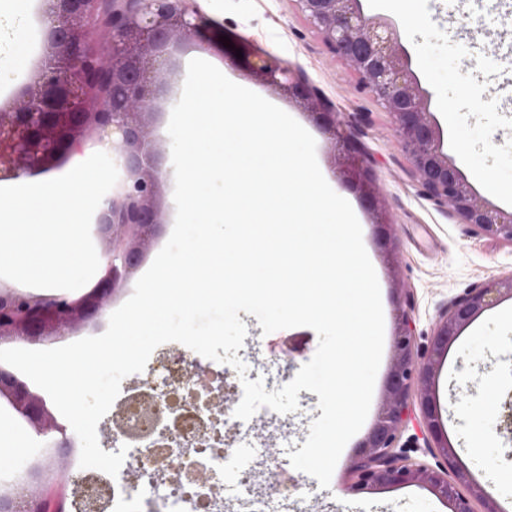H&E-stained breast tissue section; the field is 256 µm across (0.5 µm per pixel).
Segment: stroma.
Here are the masks:
<instances>
[{
    "label": "stroma",
    "mask_w": 512,
    "mask_h": 512,
    "mask_svg": "<svg viewBox=\"0 0 512 512\" xmlns=\"http://www.w3.org/2000/svg\"><path fill=\"white\" fill-rule=\"evenodd\" d=\"M193 5L211 26L230 29L255 50L287 66L294 77L316 87L343 121L349 142L365 152L369 174L392 224L395 256L394 262L386 261L373 215L366 202L357 201L364 240L376 264L384 312L383 354L370 406L371 412H378L393 356L394 289L410 294L416 343L426 346L439 314L452 299L488 280L512 275V242L480 233L423 192L407 155L396 142L389 114L371 97L356 91L355 75L329 50L294 0H193ZM45 8V0H35L28 22L29 52L13 81L0 86V106L11 103L18 84L31 79L42 56ZM417 8L420 33L404 32L400 38L418 81L429 94V109L443 130L444 150L471 180L480 199L503 209L502 200L475 181L474 174L488 168L499 187L512 186V105L503 104L506 95L512 94V8L507 0H419ZM194 58L230 69L243 87L257 86L238 64L192 42L176 56L177 83H184L187 65ZM481 86L493 87V94L479 97ZM264 93L279 100L285 111L308 129L320 161L334 168V148L313 117L273 88H265ZM177 100V95L162 94L153 117L156 163L166 177L163 200L169 215L174 212V183L167 126ZM449 102L459 113L453 123L445 112ZM134 286L131 280L124 283L96 319L65 331L51 340V347L102 334L110 315L132 295ZM241 319L247 336L237 355L248 367L249 380L264 378L266 391L280 389L283 375H296L316 352L318 336L311 328L294 327L266 335L255 316L245 313ZM437 392L448 437L476 480L485 482L492 466L512 469V430L505 428L512 415V332L504 330L491 314L482 313L449 350ZM298 398L299 408L287 420L259 418L254 422L260 439L250 458L258 481H267L274 473L299 476L289 455L305 443L309 426L321 411L315 393L303 390ZM0 421L13 430L6 445L18 449V462L40 465L55 454L58 429L36 435L2 397ZM470 432L481 435L480 447H468L466 435ZM354 451L353 445L345 446L329 488H320L313 477L303 478L306 489L295 495L302 512H448L441 499L416 485L345 493Z\"/></svg>",
    "instance_id": "obj_1"
}]
</instances>
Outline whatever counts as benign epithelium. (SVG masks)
I'll list each match as a JSON object with an SVG mask.
<instances>
[{
	"label": "benign epithelium",
	"instance_id": "1",
	"mask_svg": "<svg viewBox=\"0 0 512 512\" xmlns=\"http://www.w3.org/2000/svg\"><path fill=\"white\" fill-rule=\"evenodd\" d=\"M45 54L31 80L22 85L8 106L0 108V181L17 179L52 167L65 156L82 151L87 129L99 142L113 148L120 177L103 198L92 224L102 245L105 275L77 304L62 300L29 299L0 292V341H51L66 330L88 322L103 310L112 293L138 269L145 242L164 220L163 179L152 160V115L159 92L167 86L160 58L186 39L206 49L226 35L214 30L191 7L192 0H112L108 32L99 45L89 41V25L101 0H47ZM298 9L323 37L329 48L353 70L359 88L369 94L394 121L398 143L407 153L422 187L436 204L460 216L480 232L512 242V213L506 214L480 200L443 150L440 129L427 108L428 94L411 70V58L398 31L364 13L361 0H295ZM235 49L222 48L235 57L242 51L250 76L304 104L322 128L342 138L336 113L321 100L315 88L292 77L276 59L231 40ZM340 176L358 189L369 204L388 259L392 225L378 208L368 168L358 150L340 157ZM512 298V275L470 289L450 302L434 327L428 352L415 354V334L409 295L395 289V331L385 399L376 420L357 445L354 478L345 492L368 493L403 485L430 490L450 507V512H505L500 502L476 482L458 460L445 431L437 395V379L448 349L461 330L503 298ZM187 381L204 387L184 408L204 407L210 422L223 412L228 392L224 374L215 373L194 359H180ZM416 394L425 429V447L436 448V466L412 464L396 451L400 431L408 416V400ZM0 395L38 434L52 430L54 415L46 399L11 370L0 366ZM144 407L160 411V401L142 391L133 411ZM164 425L162 439H171L184 423L178 406ZM57 458L50 460L54 477L67 479L63 460L70 441L64 437ZM167 467L208 484V472L194 464L188 468L170 458ZM453 478H448V475ZM34 491L23 497L0 498V512H43L40 471L31 470Z\"/></svg>",
	"mask_w": 512,
	"mask_h": 512
}]
</instances>
